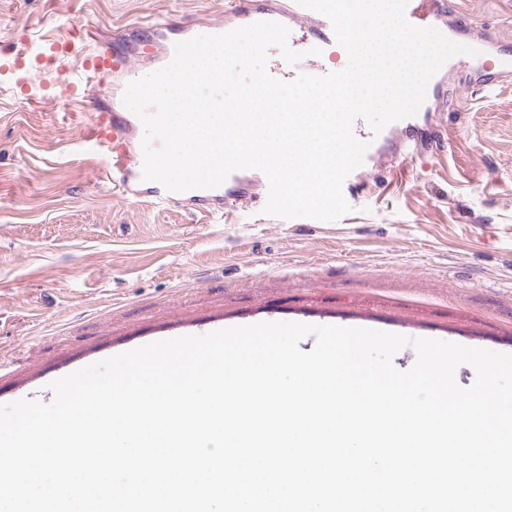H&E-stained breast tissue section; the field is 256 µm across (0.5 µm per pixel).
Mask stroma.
Masks as SVG:
<instances>
[{
  "instance_id": "stroma-1",
  "label": "stroma",
  "mask_w": 512,
  "mask_h": 512,
  "mask_svg": "<svg viewBox=\"0 0 512 512\" xmlns=\"http://www.w3.org/2000/svg\"><path fill=\"white\" fill-rule=\"evenodd\" d=\"M231 0H0V404L153 340L259 322L332 324L512 354V74L440 70L436 94L343 192L331 222L265 214L242 171L231 220L144 188L122 195L82 133L111 91L26 103V41L78 26L153 72L155 23L237 27ZM448 24L512 50V0H458Z\"/></svg>"
}]
</instances>
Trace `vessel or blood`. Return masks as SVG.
Masks as SVG:
<instances>
[{"mask_svg": "<svg viewBox=\"0 0 512 512\" xmlns=\"http://www.w3.org/2000/svg\"><path fill=\"white\" fill-rule=\"evenodd\" d=\"M426 4L429 13V25L440 30H447L448 25L441 15L442 0H408L406 18L410 23H417L418 4ZM234 9L244 24L259 21L287 23L294 19H312L317 24L315 35L306 42L307 47L328 49L334 45L335 37L332 25L324 15L305 8L297 0H280L277 8L257 10L251 8L248 0H236ZM81 39L62 37L58 40L39 44L34 49L36 58L46 60L44 83L52 89V98L56 101H68L78 91L97 92L107 88L113 71L126 69L128 80H136L135 72L129 71V62L122 50L110 42H98L94 53L81 55ZM477 61L482 71L497 68L499 73L512 72V51L491 50L486 43H477ZM144 127L137 116L130 112L122 101L113 102L112 106L98 110L94 121L84 133L87 142L99 148L107 159L105 175L113 185L123 193H130L133 186L142 181V162L136 161L129 145L132 133H143ZM189 202L206 212H220L224 209V190L191 189L186 193Z\"/></svg>", "mask_w": 512, "mask_h": 512, "instance_id": "b4317fda", "label": "vessel or blood"}]
</instances>
